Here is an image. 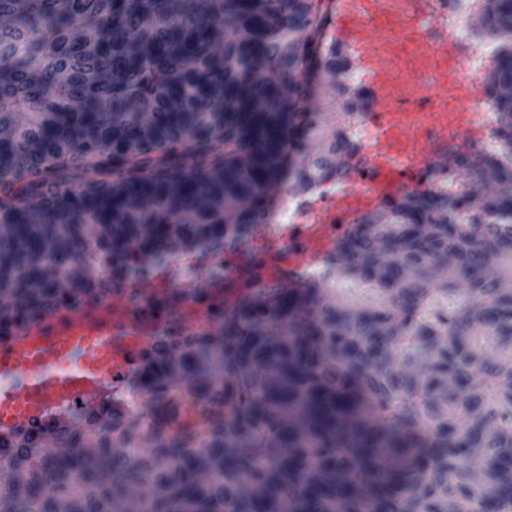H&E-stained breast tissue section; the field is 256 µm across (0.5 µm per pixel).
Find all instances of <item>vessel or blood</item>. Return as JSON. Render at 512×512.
I'll use <instances>...</instances> for the list:
<instances>
[{"mask_svg":"<svg viewBox=\"0 0 512 512\" xmlns=\"http://www.w3.org/2000/svg\"><path fill=\"white\" fill-rule=\"evenodd\" d=\"M332 6L329 36L377 67L371 39L353 18L356 0H333ZM144 346L143 337L108 312L95 320L52 317L19 328L13 339L0 342V431L34 415L60 413L75 400L102 397L135 367Z\"/></svg>","mask_w":512,"mask_h":512,"instance_id":"1","label":"vessel or blood"}]
</instances>
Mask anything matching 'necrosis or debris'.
<instances>
[{
	"label": "necrosis or debris",
	"mask_w": 512,
	"mask_h": 512,
	"mask_svg": "<svg viewBox=\"0 0 512 512\" xmlns=\"http://www.w3.org/2000/svg\"><path fill=\"white\" fill-rule=\"evenodd\" d=\"M441 28L449 43L422 40L413 24L416 0H398L379 17L361 16L379 34L376 50L385 63L390 109L365 110L370 79L350 64V46L336 48L349 65L331 78L332 97L356 151L385 143L399 157L398 167L365 171L356 190L345 178H312L300 193L273 202L261 229L253 230L234 250L188 256L150 276L129 274L106 296L58 305V312L87 314L126 298L125 314L133 329L149 339L205 336L221 326L239 299L261 289L290 288L322 277L323 261L337 242L349 237L361 217L391 207L423 191L466 187L467 173L449 174L432 162L448 151L494 154L512 163L496 101L483 90L484 76L496 61V42L469 24L483 0H436ZM137 373L116 380L109 395L127 403L143 437L129 445V457L144 453L155 429L144 401H131Z\"/></svg>",
	"instance_id": "necrosis-or-debris-1"
}]
</instances>
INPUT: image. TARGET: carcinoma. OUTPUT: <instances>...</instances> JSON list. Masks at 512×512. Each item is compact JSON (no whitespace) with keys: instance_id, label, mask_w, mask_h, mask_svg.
<instances>
[{"instance_id":"carcinoma-1","label":"carcinoma","mask_w":512,"mask_h":512,"mask_svg":"<svg viewBox=\"0 0 512 512\" xmlns=\"http://www.w3.org/2000/svg\"><path fill=\"white\" fill-rule=\"evenodd\" d=\"M317 2L0 0V326L109 293L135 244L158 267L230 249L274 187L336 172L343 128L307 152L304 102L338 64ZM485 4L512 137V0ZM21 101L42 120L24 127ZM462 165L468 203L410 195L336 245L333 297L272 287L209 336L157 337L140 390L170 424L201 399L204 446L160 428L128 462L120 402L16 428L0 512H122L146 474L149 512H512V288L491 271L512 266V167ZM69 169L91 177L65 188Z\"/></svg>"}]
</instances>
